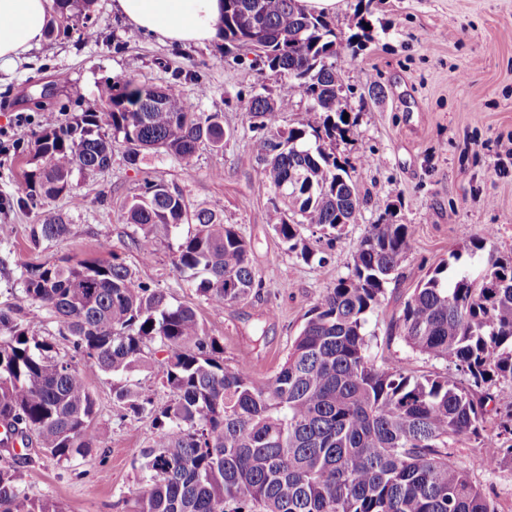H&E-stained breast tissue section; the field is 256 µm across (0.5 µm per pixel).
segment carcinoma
Here are the masks:
<instances>
[{
	"instance_id": "cac0c4a2",
	"label": "carcinoma",
	"mask_w": 512,
	"mask_h": 512,
	"mask_svg": "<svg viewBox=\"0 0 512 512\" xmlns=\"http://www.w3.org/2000/svg\"><path fill=\"white\" fill-rule=\"evenodd\" d=\"M95 0H56L66 19L48 35L90 30ZM347 38L329 16L300 0H226L218 28L224 56L254 55L257 79L286 78L277 93L237 95L274 194V225L288 252L326 261L302 235L316 226L334 235L359 223L355 168L336 153L357 125L342 95L337 62L370 36ZM196 70L171 72L164 86L125 78L105 83L98 102L66 124L43 128L31 148L21 207L71 193L78 170L101 172L114 144L140 170L161 153L186 168L198 150L224 149L230 131L220 112H205L182 95ZM309 118L279 129L297 96ZM140 253L150 257L181 225L194 232L170 245L172 263L198 280L197 291L222 307L255 288L251 247L233 224L208 207L188 210L181 189L147 175L125 207ZM69 233L56 215L33 229L39 239ZM413 230L388 219L369 225L349 273L309 310L282 366L264 379L224 363V345L206 333L197 312L142 281L120 257L42 265L23 279L22 304L0 307V448L21 440L67 459L94 447L96 399L87 375L112 376L127 413L148 417L153 431L135 458L142 490L132 512H500L458 462L474 440L488 471L512 464V256L488 254L482 273L458 274L449 262L413 289L392 328L413 350L454 366L409 374L369 355V319L381 311L386 286L408 257ZM54 318L50 336L30 332L28 316ZM68 344L60 352L57 339ZM165 348L162 385L172 395L157 406L129 379ZM500 416L497 433L486 423ZM0 512H60L32 499L18 472L0 468Z\"/></svg>"
}]
</instances>
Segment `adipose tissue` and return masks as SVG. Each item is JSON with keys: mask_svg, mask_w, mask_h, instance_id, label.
<instances>
[{"mask_svg": "<svg viewBox=\"0 0 512 512\" xmlns=\"http://www.w3.org/2000/svg\"><path fill=\"white\" fill-rule=\"evenodd\" d=\"M52 0H0V69L44 38ZM112 11L131 28L158 40L203 47L224 14V0H112Z\"/></svg>", "mask_w": 512, "mask_h": 512, "instance_id": "ef3b65f1", "label": "adipose tissue"}]
</instances>
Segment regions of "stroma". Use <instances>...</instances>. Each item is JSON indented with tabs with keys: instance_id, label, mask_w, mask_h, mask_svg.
Returning a JSON list of instances; mask_svg holds the SVG:
<instances>
[{
	"instance_id": "1",
	"label": "stroma",
	"mask_w": 512,
	"mask_h": 512,
	"mask_svg": "<svg viewBox=\"0 0 512 512\" xmlns=\"http://www.w3.org/2000/svg\"><path fill=\"white\" fill-rule=\"evenodd\" d=\"M95 17L93 37L79 31L65 40L46 38L0 70V144L9 148L0 154V306L19 303L27 269L117 254L173 303L195 309L206 332L223 344L225 363L250 355L253 377L263 379L282 365L322 293L347 274L368 226L388 216L411 225L414 238L381 313L370 321L369 352L376 362H400L413 375L444 370V361L406 345L390 320L451 253H461V265L474 274L487 252L512 256V223L503 221L512 214V160L497 154L498 141L512 137V0H341L337 31L356 33L362 17L371 23V41L339 64L357 125L337 152L356 167L363 209L360 222L346 226L339 239L327 242L318 229H303L325 253L322 264L297 259L274 231L273 194L261 178L236 100L255 85L250 57L225 58L214 43L183 47L131 35L113 14L112 0H97ZM177 67L203 74V82L183 84V95L204 111L223 113L234 136L223 151L201 148L191 170L161 156L151 172L180 188L189 208L218 211L250 243L258 286L221 307L208 303L196 281L173 268L167 245L142 260L134 228L124 221L142 175L126 165L122 148H115L109 169L73 173L74 197L46 199L34 208L15 203L30 168L25 146L42 128L35 98L47 95L56 113L73 115L98 101L105 81L132 77L162 85ZM374 83L381 94H370ZM50 213L64 218L69 234L33 242V226ZM488 227L494 235L485 249L468 250L466 234L479 236ZM88 383L98 408L97 447L62 460L24 448L23 465L0 451V467L19 469L29 496L50 498L62 512H129L141 488L133 460L146 445L151 422L120 419L111 376L92 374ZM481 453L473 442L459 460L477 485L495 494L503 512H512V466L486 471Z\"/></svg>"
}]
</instances>
